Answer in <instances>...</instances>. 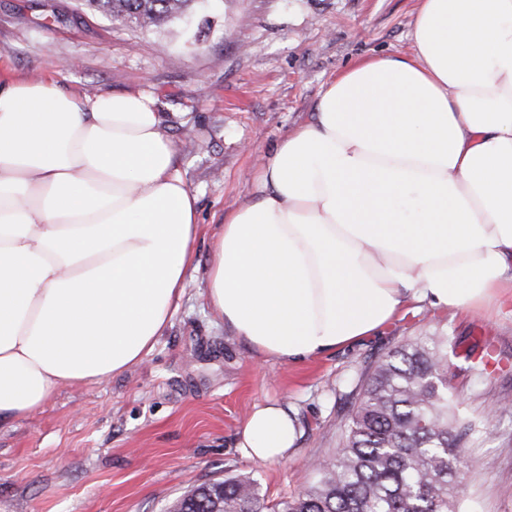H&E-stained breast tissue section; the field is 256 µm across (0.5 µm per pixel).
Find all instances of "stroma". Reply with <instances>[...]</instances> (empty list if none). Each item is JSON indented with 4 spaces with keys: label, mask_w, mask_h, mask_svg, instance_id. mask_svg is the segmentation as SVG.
Masks as SVG:
<instances>
[{
    "label": "stroma",
    "mask_w": 512,
    "mask_h": 512,
    "mask_svg": "<svg viewBox=\"0 0 512 512\" xmlns=\"http://www.w3.org/2000/svg\"><path fill=\"white\" fill-rule=\"evenodd\" d=\"M417 0H210L199 45L184 28L126 26L81 0H0V75H50L81 94L145 90L163 112L177 167L198 198L188 288L141 363L59 389L0 425V512H168L193 488L244 473L277 501L333 459L368 365L402 340L444 336L448 394L487 433L466 442L461 512H512V312L410 303L375 335L296 364L267 359L209 306L205 279L227 211L250 199L261 157L313 116L325 84L359 59L409 56ZM491 346L481 377L468 350ZM277 401L298 437L274 462L246 458L239 432Z\"/></svg>",
    "instance_id": "stroma-1"
}]
</instances>
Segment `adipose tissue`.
<instances>
[{"label": "adipose tissue", "mask_w": 512, "mask_h": 512, "mask_svg": "<svg viewBox=\"0 0 512 512\" xmlns=\"http://www.w3.org/2000/svg\"><path fill=\"white\" fill-rule=\"evenodd\" d=\"M409 56L362 59L224 217L205 296L259 354L320 357L408 302L512 300V0H418ZM197 196L147 93L0 79V423L143 360L187 286ZM255 406L238 446L287 456Z\"/></svg>", "instance_id": "ef3b65f1"}]
</instances>
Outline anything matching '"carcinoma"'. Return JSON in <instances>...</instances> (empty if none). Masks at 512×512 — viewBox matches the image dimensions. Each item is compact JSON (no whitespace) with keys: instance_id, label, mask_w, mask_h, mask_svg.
Wrapping results in <instances>:
<instances>
[{"instance_id":"cac0c4a2","label":"carcinoma","mask_w":512,"mask_h":512,"mask_svg":"<svg viewBox=\"0 0 512 512\" xmlns=\"http://www.w3.org/2000/svg\"><path fill=\"white\" fill-rule=\"evenodd\" d=\"M91 11L136 28H163L195 0H83ZM448 337L408 338L362 376L342 443L314 468L304 493L267 504L255 480L229 476L179 497L176 512H458L459 459L465 439L448 399Z\"/></svg>"}]
</instances>
